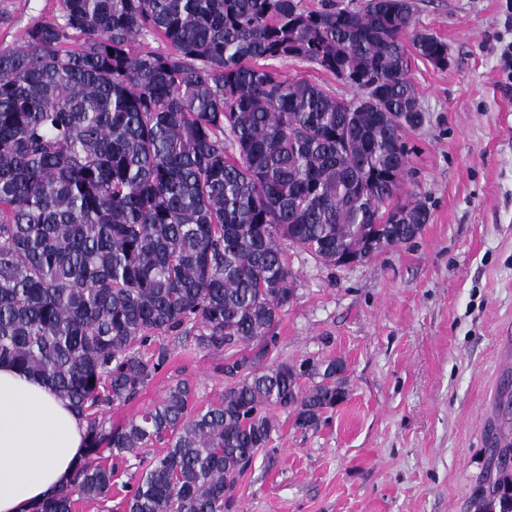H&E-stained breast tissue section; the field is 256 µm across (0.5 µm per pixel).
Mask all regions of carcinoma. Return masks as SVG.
Masks as SVG:
<instances>
[{
	"mask_svg": "<svg viewBox=\"0 0 512 512\" xmlns=\"http://www.w3.org/2000/svg\"><path fill=\"white\" fill-rule=\"evenodd\" d=\"M0 50V363L39 377L86 419L73 496L112 498L115 466L156 443L124 512H230L237 479L292 409L315 429L346 397L340 359L270 363L294 298L289 247L329 266L415 239L420 200L379 210L410 171L403 132L423 109L405 42L437 66L448 44L412 0H63ZM76 48L68 50L73 35ZM164 40L166 52L135 49ZM300 59L355 91L346 100L264 60ZM232 153H227L224 141ZM163 334L239 356L224 397L196 407L178 380L125 424L98 416L166 364ZM474 512H512V435L492 434Z\"/></svg>",
	"mask_w": 512,
	"mask_h": 512,
	"instance_id": "1",
	"label": "carcinoma"
}]
</instances>
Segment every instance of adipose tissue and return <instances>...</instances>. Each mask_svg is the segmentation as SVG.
<instances>
[{"instance_id": "obj_1", "label": "adipose tissue", "mask_w": 512, "mask_h": 512, "mask_svg": "<svg viewBox=\"0 0 512 512\" xmlns=\"http://www.w3.org/2000/svg\"><path fill=\"white\" fill-rule=\"evenodd\" d=\"M86 423L41 379L0 365V512L57 495L85 451Z\"/></svg>"}]
</instances>
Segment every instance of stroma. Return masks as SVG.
Segmentation results:
<instances>
[{
  "label": "stroma",
  "instance_id": "obj_1",
  "mask_svg": "<svg viewBox=\"0 0 512 512\" xmlns=\"http://www.w3.org/2000/svg\"><path fill=\"white\" fill-rule=\"evenodd\" d=\"M417 26L444 39L446 67L412 56L425 124L404 133L407 189L429 221L412 241L353 267L287 252L295 298L271 359H342L348 396L318 428H279L238 479L235 512H470L485 468L486 428L512 375V80L499 63L512 41V0H414ZM63 0H0V49L21 45L38 21H62ZM285 78L354 93L301 61H273ZM138 398L109 406L128 422L186 379L195 404L219 402L227 354L189 344ZM138 461L120 463L107 506L75 499L72 512H124Z\"/></svg>",
  "mask_w": 512,
  "mask_h": 512
}]
</instances>
